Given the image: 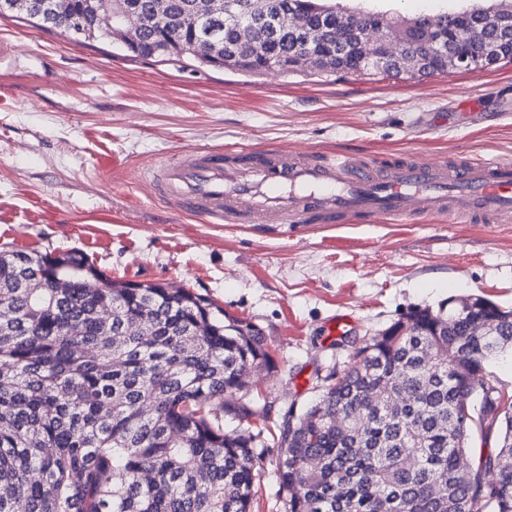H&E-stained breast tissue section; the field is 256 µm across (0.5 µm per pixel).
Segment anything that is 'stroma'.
Segmentation results:
<instances>
[{
	"label": "stroma",
	"mask_w": 512,
	"mask_h": 512,
	"mask_svg": "<svg viewBox=\"0 0 512 512\" xmlns=\"http://www.w3.org/2000/svg\"><path fill=\"white\" fill-rule=\"evenodd\" d=\"M482 0H363L410 17ZM406 150L512 159V62L409 79L249 76L132 60L0 17V249L85 253L107 277L191 289L253 325L275 360L251 377L268 427L307 402L352 342L452 296L512 309V223L209 224L146 172L181 150ZM265 450L251 512H283Z\"/></svg>",
	"instance_id": "obj_1"
}]
</instances>
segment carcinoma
Returning a JSON list of instances; mask_svg holds the SVG:
<instances>
[{
	"instance_id": "obj_1",
	"label": "carcinoma",
	"mask_w": 512,
	"mask_h": 512,
	"mask_svg": "<svg viewBox=\"0 0 512 512\" xmlns=\"http://www.w3.org/2000/svg\"><path fill=\"white\" fill-rule=\"evenodd\" d=\"M249 2L275 26L216 17L208 43L217 51L202 55L177 18L208 13L207 0H116L171 19L124 56L257 75L271 62L293 70L294 55L314 45L331 55L320 76L448 72V58L417 34L418 17ZM107 12L106 0H31L18 14L66 34L79 21L77 42L88 44L106 36ZM353 25L384 26L423 63L361 61L346 38ZM436 26L463 53L495 44L498 60L512 61V5L445 11ZM98 273L79 251L0 250V309L13 313L0 321V512H250L264 428L226 431L224 416L267 415L224 397L245 396L252 370L274 367L264 338L186 288L89 287ZM509 356L512 310L484 297H450L364 340L272 434L284 512H512V394L490 371ZM476 432L496 434L498 446L463 474L458 459Z\"/></svg>"
}]
</instances>
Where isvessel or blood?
Instances as JSON below:
<instances>
[{"label":"vessel or blood","mask_w":512,"mask_h":512,"mask_svg":"<svg viewBox=\"0 0 512 512\" xmlns=\"http://www.w3.org/2000/svg\"><path fill=\"white\" fill-rule=\"evenodd\" d=\"M150 179L182 188L186 212L219 224H363L446 219L512 222V161L429 162L409 151L383 167L359 155L250 150L228 164L223 149L181 151Z\"/></svg>","instance_id":"1"}]
</instances>
